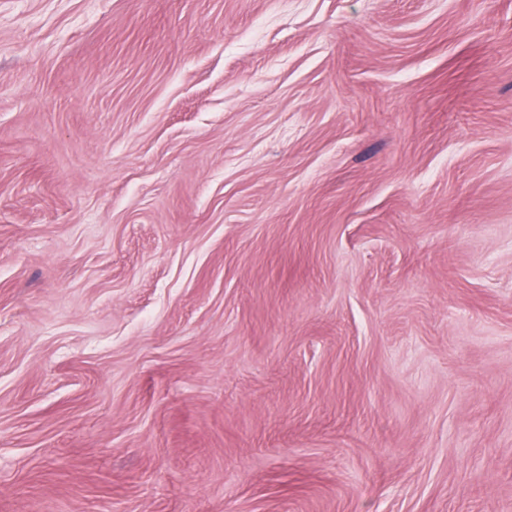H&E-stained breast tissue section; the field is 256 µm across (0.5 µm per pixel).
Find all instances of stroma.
I'll return each mask as SVG.
<instances>
[{
  "label": "stroma",
  "instance_id": "1",
  "mask_svg": "<svg viewBox=\"0 0 512 512\" xmlns=\"http://www.w3.org/2000/svg\"><path fill=\"white\" fill-rule=\"evenodd\" d=\"M0 512H512V0H0Z\"/></svg>",
  "mask_w": 512,
  "mask_h": 512
}]
</instances>
